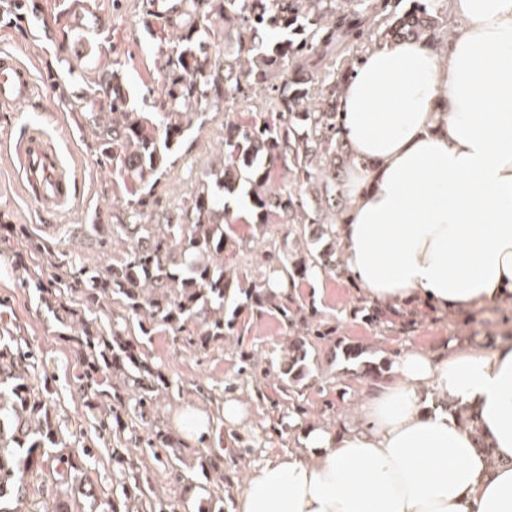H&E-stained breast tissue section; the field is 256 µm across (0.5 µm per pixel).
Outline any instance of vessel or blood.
<instances>
[{"label": "vessel or blood", "instance_id": "obj_1", "mask_svg": "<svg viewBox=\"0 0 512 512\" xmlns=\"http://www.w3.org/2000/svg\"><path fill=\"white\" fill-rule=\"evenodd\" d=\"M35 94L36 85L27 69L14 55L0 53V107L13 108ZM8 148L18 162L24 193L37 208L60 212L71 206V173L42 132H24L9 141Z\"/></svg>", "mask_w": 512, "mask_h": 512}]
</instances>
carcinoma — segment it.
Instances as JSON below:
<instances>
[{
  "label": "carcinoma",
  "mask_w": 512,
  "mask_h": 512,
  "mask_svg": "<svg viewBox=\"0 0 512 512\" xmlns=\"http://www.w3.org/2000/svg\"><path fill=\"white\" fill-rule=\"evenodd\" d=\"M145 0V23L160 20V111L130 108L124 75L104 78L106 112L69 103L91 129L101 160L133 189L112 214V235L129 245L99 270L53 265L34 290L69 328L76 353L73 381L100 430L112 435L115 486L100 495L87 480L96 449L76 447L57 420L56 399L36 351L0 329V512H179L160 498L161 470L184 488L200 487V506L224 512V462L198 450L186 461L179 436L158 423L161 399L179 392L155 365L147 342L158 332L199 350L244 336L256 319L281 322L290 336L277 360L288 417L306 415L311 387L309 351L334 341L336 326L298 294L305 281L336 273L341 261L337 224L350 201L342 182L354 160L339 123L341 86L375 47L414 39L441 55L448 50V0ZM20 20L32 0H8ZM224 48L211 53L217 40ZM264 99L247 117L240 103L257 90ZM224 113L222 162L202 170L179 214L150 207L159 178L174 164L194 122L205 111ZM251 224L244 238L237 224ZM281 224L302 248L272 235ZM264 247L268 276L253 281L227 261ZM122 308L124 322L104 325L101 300ZM399 315L372 305L367 319L385 324ZM343 361L373 387L387 381L392 362L371 358L358 343L339 342ZM217 482L198 485L185 470Z\"/></svg>",
  "instance_id": "1"
}]
</instances>
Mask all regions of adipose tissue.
<instances>
[{
    "mask_svg": "<svg viewBox=\"0 0 512 512\" xmlns=\"http://www.w3.org/2000/svg\"><path fill=\"white\" fill-rule=\"evenodd\" d=\"M453 9L447 57L396 41L343 84L342 261L380 306L512 302V0ZM357 408L250 470L233 512H512L511 343L406 352Z\"/></svg>",
    "mask_w": 512,
    "mask_h": 512,
    "instance_id": "obj_1",
    "label": "adipose tissue"
}]
</instances>
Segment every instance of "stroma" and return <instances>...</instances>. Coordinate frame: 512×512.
Instances as JSON below:
<instances>
[{"mask_svg": "<svg viewBox=\"0 0 512 512\" xmlns=\"http://www.w3.org/2000/svg\"><path fill=\"white\" fill-rule=\"evenodd\" d=\"M37 10V18L25 23L0 18V50L16 54L39 89L32 101L12 110L0 109V138L27 126L42 129L75 174L76 197L61 213L38 210L24 195L16 161L0 148V225L14 228L13 233L0 234V318L46 361L60 423L93 439L94 423L72 384L75 352L63 339V325L34 289L23 287L25 272L16 260L32 240L42 248L29 261L33 267L42 264L44 253L52 252L102 268L127 250V243L112 234V206L126 198L127 190L111 166L95 156L69 104L89 99L98 81L117 65L126 75L133 104L150 111L143 98L159 91L163 58L143 24V0H86L81 8L72 7L70 0H37ZM192 138L189 152L178 158L155 189L161 209L178 210L201 170L218 163L223 116L209 118ZM300 294L335 323L337 339L359 341L372 354L394 360L410 350L434 353L474 341L489 346L512 342L511 305L456 312L418 300L407 308L408 325L396 322L382 328L363 319L361 309L367 300L349 279L323 276L303 283ZM287 338L281 323L267 317L254 321L248 335L229 337L223 346L206 351L185 347L162 332L148 344L153 361L179 382L183 392L181 399L160 409V419L170 424L185 408L203 409L211 424L210 445L224 450L226 512H231L247 470L303 444L299 429L289 428L281 436L265 431L286 414L279 403L280 380L268 366ZM309 365L319 381L306 392V424H355L354 404L361 383L346 374L331 343H319L310 353ZM228 400L245 407L239 424L231 427L224 423Z\"/></svg>", "mask_w": 512, "mask_h": 512, "instance_id": "obj_1", "label": "stroma"}]
</instances>
